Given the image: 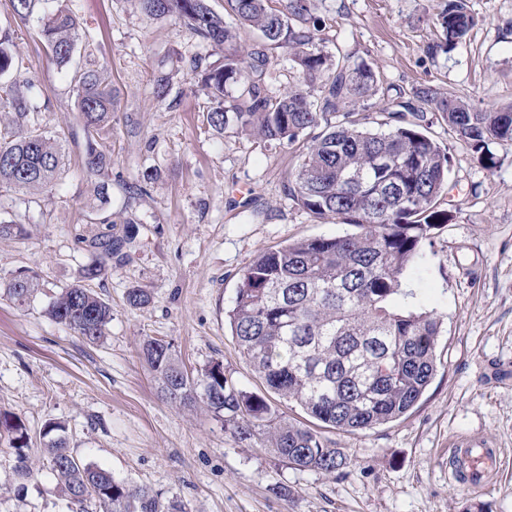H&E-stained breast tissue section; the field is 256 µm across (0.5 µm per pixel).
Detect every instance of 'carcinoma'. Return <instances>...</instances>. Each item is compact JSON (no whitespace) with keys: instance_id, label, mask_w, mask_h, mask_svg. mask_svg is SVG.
<instances>
[{"instance_id":"obj_1","label":"carcinoma","mask_w":512,"mask_h":512,"mask_svg":"<svg viewBox=\"0 0 512 512\" xmlns=\"http://www.w3.org/2000/svg\"><path fill=\"white\" fill-rule=\"evenodd\" d=\"M27 19L42 0H10ZM224 0L225 10L260 31L264 48L240 54L236 35L207 0H138L149 17L174 15L199 39L224 47L222 61L203 70L209 91L206 123L222 133L232 127L267 143H304L288 184V198L315 221L333 218L359 228L331 238H305L258 254L243 272L229 310L232 335L267 391L296 405L327 428L363 431L399 419L423 394L437 370L436 345L442 319L422 307L406 276L422 256L433 231L452 220L438 207L448 188V148L420 130V111L401 96L385 102L384 130L352 118L346 108L365 103L379 90L368 65H351V53L329 38L325 20L311 14L310 0ZM437 24L451 49L469 32L473 18L465 0H449ZM49 61L69 65L79 40L76 16L57 8L43 16ZM0 37V112H13L18 126L0 130V191L37 190L50 184L63 164L57 140L35 124L29 91L10 80L23 62ZM286 48L299 73L298 84L275 93L267 51ZM77 108L86 134L84 164L101 176L111 158L98 150L95 135L112 121L114 92L96 69L73 74ZM318 98H313V92ZM415 96L434 105L456 139L468 145L486 169L497 160L489 144L512 146V109L478 108L451 93L420 88ZM106 238L89 244L92 261L80 279L55 297L48 316L95 343L112 321V306L86 286L112 266L124 242ZM20 306L35 291L34 277L0 280ZM143 356L164 396L172 402L202 403L235 426L239 439L272 448L299 471L340 473L347 456L318 431L289 422L264 396L244 390L219 363L191 376L170 343L146 340ZM11 435L18 477H31L26 449L30 437L17 417L0 416V431ZM62 427L49 422L42 433L51 470L69 499L94 502L99 512H186L176 496L164 497L70 451Z\"/></svg>"}]
</instances>
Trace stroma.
Masks as SVG:
<instances>
[{
    "mask_svg": "<svg viewBox=\"0 0 512 512\" xmlns=\"http://www.w3.org/2000/svg\"><path fill=\"white\" fill-rule=\"evenodd\" d=\"M448 0H311L314 16L381 79L365 104L371 125L388 96L414 98L425 134L449 148L450 223L407 276L419 303L443 318L437 371L401 418L357 432L325 428L342 449V474L289 468L274 449L240 440L199 406L168 401L141 356L147 338L170 342L188 373L212 363L251 392L266 385L249 367L226 315L244 268L261 251L350 227L320 222L285 189L294 147L206 124L209 100L193 59L221 60L219 47L171 17L150 18L133 0H47L77 17L84 37L70 68L47 57L37 17L21 21L0 0V29L32 83L30 118L57 136L64 164L55 185L0 195V220L24 236L0 237V276H36L29 305L0 291V414L24 421L34 475L18 479L16 455L0 436V512H76L48 468L38 436L61 423L70 448L117 479L177 496L187 512H512V148L491 144L494 169L429 112L416 89L452 91L483 109L512 108V0H467L475 25L450 51L432 50ZM99 69L116 92L111 124L96 138L112 163L106 175L83 164L86 135L73 69ZM167 74L157 99L153 81ZM134 228H127L126 220ZM134 240L92 290L112 306L101 342H86L46 313L75 282L97 237ZM147 305L130 307L128 289ZM480 442L501 451L493 486L452 482L451 448Z\"/></svg>",
    "mask_w": 512,
    "mask_h": 512,
    "instance_id": "1",
    "label": "stroma"
}]
</instances>
